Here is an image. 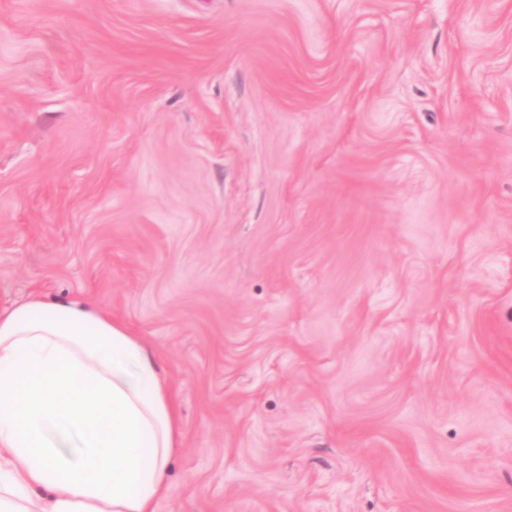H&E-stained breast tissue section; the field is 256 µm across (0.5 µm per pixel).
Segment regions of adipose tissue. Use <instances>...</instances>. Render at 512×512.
Here are the masks:
<instances>
[{"label":"adipose tissue","mask_w":512,"mask_h":512,"mask_svg":"<svg viewBox=\"0 0 512 512\" xmlns=\"http://www.w3.org/2000/svg\"><path fill=\"white\" fill-rule=\"evenodd\" d=\"M181 446L155 356L111 313L0 307V512H156Z\"/></svg>","instance_id":"adipose-tissue-1"}]
</instances>
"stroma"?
Returning a JSON list of instances; mask_svg holds the SVG:
<instances>
[{
    "label": "stroma",
    "mask_w": 512,
    "mask_h": 512,
    "mask_svg": "<svg viewBox=\"0 0 512 512\" xmlns=\"http://www.w3.org/2000/svg\"><path fill=\"white\" fill-rule=\"evenodd\" d=\"M142 337L156 512H512V0H0V305Z\"/></svg>",
    "instance_id": "1"
}]
</instances>
